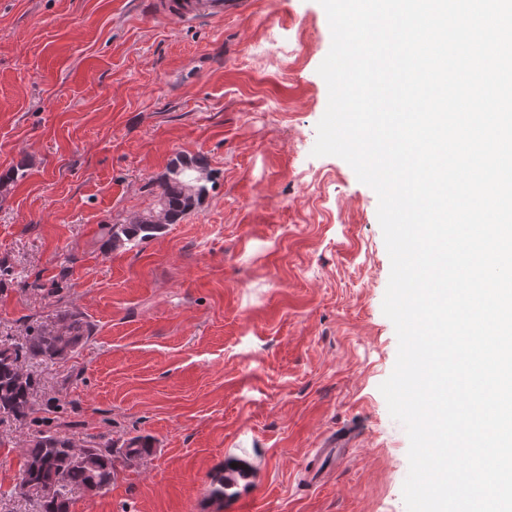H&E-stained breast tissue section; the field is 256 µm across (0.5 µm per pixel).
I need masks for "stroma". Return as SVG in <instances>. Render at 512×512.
<instances>
[{"instance_id":"obj_1","label":"stroma","mask_w":512,"mask_h":512,"mask_svg":"<svg viewBox=\"0 0 512 512\" xmlns=\"http://www.w3.org/2000/svg\"><path fill=\"white\" fill-rule=\"evenodd\" d=\"M331 46L318 0L191 25L153 0H0V339L76 311L95 333L31 363L34 413L0 421V512L38 430L143 435L155 452L72 512H406L409 440L379 386L398 351L378 197L314 156ZM202 204L130 250L176 156ZM348 431L342 459L322 454ZM250 465L234 498L213 476Z\"/></svg>"}]
</instances>
